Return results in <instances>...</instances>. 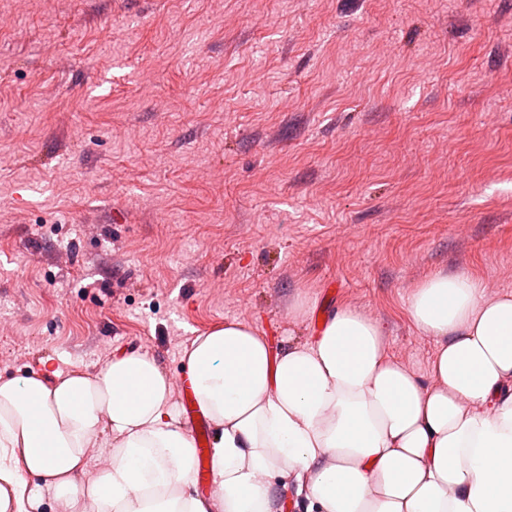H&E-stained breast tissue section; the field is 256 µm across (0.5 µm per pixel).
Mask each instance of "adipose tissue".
<instances>
[{"mask_svg": "<svg viewBox=\"0 0 512 512\" xmlns=\"http://www.w3.org/2000/svg\"><path fill=\"white\" fill-rule=\"evenodd\" d=\"M409 313L447 339L428 384L350 308L278 353L238 321L195 337L183 359L215 427L208 497L154 358L0 377V512H276L265 478L281 472L307 476L318 512H512V295L437 273Z\"/></svg>", "mask_w": 512, "mask_h": 512, "instance_id": "ef3b65f1", "label": "adipose tissue"}]
</instances>
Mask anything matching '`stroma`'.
I'll return each instance as SVG.
<instances>
[{"mask_svg":"<svg viewBox=\"0 0 512 512\" xmlns=\"http://www.w3.org/2000/svg\"><path fill=\"white\" fill-rule=\"evenodd\" d=\"M434 273L512 292V0H0V375L351 308L427 383Z\"/></svg>","mask_w":512,"mask_h":512,"instance_id":"1","label":"stroma"}]
</instances>
